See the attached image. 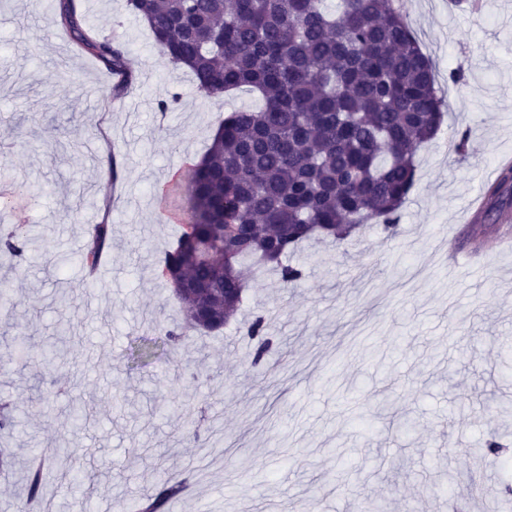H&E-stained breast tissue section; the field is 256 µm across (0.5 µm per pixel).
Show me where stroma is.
<instances>
[{"mask_svg": "<svg viewBox=\"0 0 512 512\" xmlns=\"http://www.w3.org/2000/svg\"><path fill=\"white\" fill-rule=\"evenodd\" d=\"M89 28L127 42L139 74L121 98L101 64L51 26L55 0H0V181L12 206L0 232L31 229L24 256L0 255V400L19 429L0 478V512H18L31 457L45 453L52 512H138L159 475L193 478L165 512H512V469L473 470L471 449L512 447V218L477 208L512 157V0H396L445 93L444 124L417 155V183L395 235L371 224L337 243L310 241L289 262L300 282L251 274L233 320L191 332L147 366L128 358L159 323L182 319L160 259L185 229L188 173L224 115L258 108L241 89L213 98L171 64L125 0H77ZM462 69L460 82L449 74ZM179 94L166 116L156 103ZM469 133L467 152L450 141ZM122 153L110 175L105 139ZM111 254L80 257L111 195ZM450 244L459 259L444 262ZM272 346L254 362L256 315ZM56 343L60 353L44 348ZM92 410L74 428L73 401ZM195 422L200 441L186 435ZM52 448L91 480L61 483ZM318 494V509L310 496Z\"/></svg>", "mask_w": 512, "mask_h": 512, "instance_id": "35a3bbf8", "label": "stroma"}]
</instances>
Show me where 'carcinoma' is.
Instances as JSON below:
<instances>
[{
  "label": "carcinoma",
  "instance_id": "obj_1",
  "mask_svg": "<svg viewBox=\"0 0 512 512\" xmlns=\"http://www.w3.org/2000/svg\"><path fill=\"white\" fill-rule=\"evenodd\" d=\"M169 61L192 74L196 90L219 97L243 87L262 106L228 113L201 163L189 175L186 230L164 254L161 272L183 305L185 321L158 326V337L131 351L144 360L154 348L181 344L186 330L218 332L243 299V268L262 266L284 284L302 270L284 259L309 239L337 242L366 224L396 234L399 211L416 184V154L444 122L434 66L394 0H126ZM52 22L75 44L121 77L115 97L133 80L125 44L87 28L75 0H56ZM512 167L488 191L486 217L499 215ZM112 223L94 225L82 256L96 269L112 250ZM30 230L13 226L0 250L18 256ZM265 315L247 335L254 362L272 345ZM18 426L0 403V431ZM503 456L495 440L474 461ZM42 469L31 467L19 512L40 498ZM181 490L160 481L141 512H158Z\"/></svg>",
  "mask_w": 512,
  "mask_h": 512
}]
</instances>
